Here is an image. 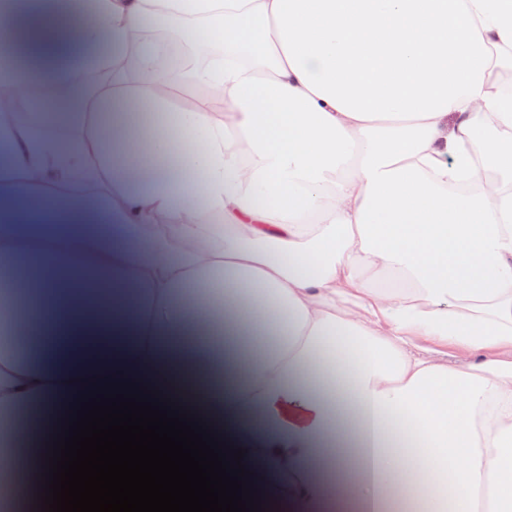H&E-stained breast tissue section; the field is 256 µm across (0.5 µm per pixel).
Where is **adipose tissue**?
Instances as JSON below:
<instances>
[{
    "instance_id": "ef3b65f1",
    "label": "adipose tissue",
    "mask_w": 512,
    "mask_h": 512,
    "mask_svg": "<svg viewBox=\"0 0 512 512\" xmlns=\"http://www.w3.org/2000/svg\"><path fill=\"white\" fill-rule=\"evenodd\" d=\"M154 1L65 29L0 0L16 109L114 62L69 133L0 139V512H37L32 449L107 382L244 449L269 512H512V0ZM150 21L220 50L189 106Z\"/></svg>"
}]
</instances>
